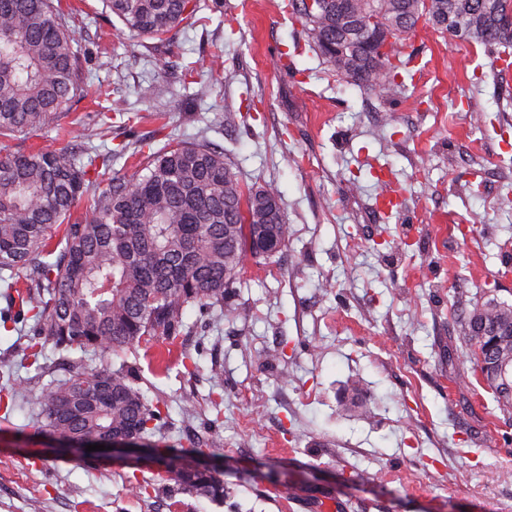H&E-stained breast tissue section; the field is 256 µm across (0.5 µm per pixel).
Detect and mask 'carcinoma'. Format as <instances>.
<instances>
[{
	"label": "carcinoma",
	"mask_w": 512,
	"mask_h": 512,
	"mask_svg": "<svg viewBox=\"0 0 512 512\" xmlns=\"http://www.w3.org/2000/svg\"><path fill=\"white\" fill-rule=\"evenodd\" d=\"M134 38H162L199 11L198 0H105ZM285 0L292 22L336 75L388 99L408 62L398 46L430 26L470 43H512L504 19L512 0ZM382 29L387 50L370 52L368 29ZM80 50L54 0H0V138L42 130L71 111L81 94ZM152 111L165 112L168 87L144 90ZM119 143L83 160L63 148L27 153L0 149V273L19 311L35 320L25 355L38 362L45 345L75 354L68 376L35 393L41 430L86 440L112 431L143 438L160 429L161 413L129 372L88 368L92 352L127 353L173 336L189 306L215 307L238 283L248 259L270 260L263 240L285 247L288 224L272 183L243 188L224 150L179 141L149 151L130 177L112 175ZM108 181L93 209L73 218L78 201ZM512 326V305L476 300L460 320L462 340L479 364L482 322ZM497 403L512 409V376L487 382ZM158 481L177 494L224 499V479L194 468L165 469Z\"/></svg>",
	"instance_id": "cac0c4a2"
}]
</instances>
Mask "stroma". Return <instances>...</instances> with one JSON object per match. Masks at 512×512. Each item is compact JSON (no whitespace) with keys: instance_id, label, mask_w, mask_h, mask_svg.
<instances>
[{"instance_id":"obj_1","label":"stroma","mask_w":512,"mask_h":512,"mask_svg":"<svg viewBox=\"0 0 512 512\" xmlns=\"http://www.w3.org/2000/svg\"><path fill=\"white\" fill-rule=\"evenodd\" d=\"M60 2L83 95L0 148L114 147L100 131L113 99L98 93L114 87L132 111L120 139L223 148L245 185L278 186L289 236L246 262L223 307L186 308L175 336L90 356L160 406L152 457L56 452L34 396L0 406V512H512V414L473 374L457 323L474 298L512 304L502 47L419 29L403 47L414 77L386 100L336 76L283 0H201L194 24L161 41L120 34L103 0ZM194 62L201 99L182 86ZM157 81L174 94L161 121L140 97ZM384 182L398 189L385 214ZM17 311L1 287L0 316L16 324L0 328V394L67 375L53 347L47 371L26 360L34 322ZM173 459L218 470L223 502L162 486L138 496L132 480Z\"/></svg>"}]
</instances>
